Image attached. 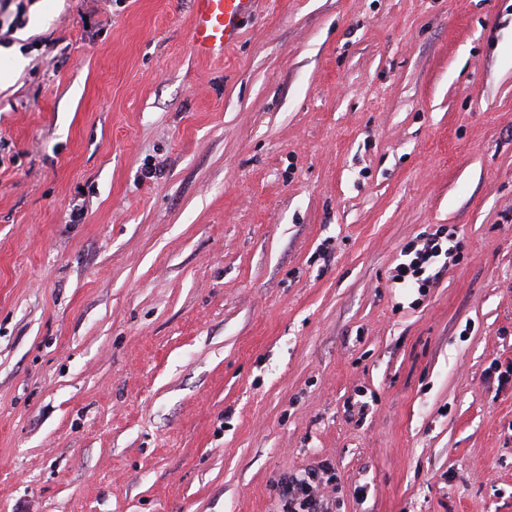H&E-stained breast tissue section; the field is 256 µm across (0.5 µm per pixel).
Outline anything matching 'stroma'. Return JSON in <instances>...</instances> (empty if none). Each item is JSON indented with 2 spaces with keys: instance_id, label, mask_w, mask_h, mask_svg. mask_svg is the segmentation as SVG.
I'll return each mask as SVG.
<instances>
[{
  "instance_id": "stroma-1",
  "label": "stroma",
  "mask_w": 512,
  "mask_h": 512,
  "mask_svg": "<svg viewBox=\"0 0 512 512\" xmlns=\"http://www.w3.org/2000/svg\"><path fill=\"white\" fill-rule=\"evenodd\" d=\"M190 40V0L0 29V512H279L324 463L336 512H512V0ZM461 241L455 229L423 231L406 243L400 251L404 257L392 276L395 288L425 296L434 288L443 271L458 263Z\"/></svg>"
}]
</instances>
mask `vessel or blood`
I'll return each mask as SVG.
<instances>
[{
    "instance_id": "b4317fda",
    "label": "vessel or blood",
    "mask_w": 512,
    "mask_h": 512,
    "mask_svg": "<svg viewBox=\"0 0 512 512\" xmlns=\"http://www.w3.org/2000/svg\"><path fill=\"white\" fill-rule=\"evenodd\" d=\"M258 0H193L192 45L197 55L223 53L240 35L241 19L255 11Z\"/></svg>"
}]
</instances>
